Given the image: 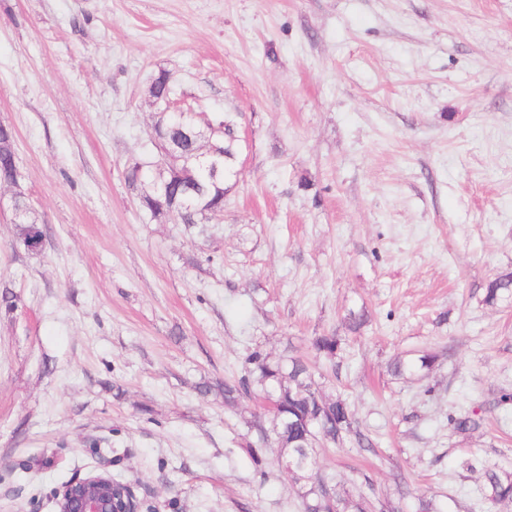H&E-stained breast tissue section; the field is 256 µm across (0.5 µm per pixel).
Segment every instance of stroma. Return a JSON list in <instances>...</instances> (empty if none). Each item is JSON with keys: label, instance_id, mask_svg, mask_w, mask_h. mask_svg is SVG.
Masks as SVG:
<instances>
[{"label": "stroma", "instance_id": "1", "mask_svg": "<svg viewBox=\"0 0 512 512\" xmlns=\"http://www.w3.org/2000/svg\"><path fill=\"white\" fill-rule=\"evenodd\" d=\"M161 71L237 120L238 183L202 231L125 178L156 158ZM0 123L46 231L28 252L0 207V512H54L99 464L143 512H303L280 448L246 449L264 395L197 386L330 332L321 390L375 450L319 448L321 474L402 512H512L481 498L512 467V294L483 301L512 272V0H0ZM416 350L427 381L393 377ZM473 406L481 429L452 433ZM311 347L316 354L332 362L336 359L338 351L341 350V343L335 334H323L313 338ZM418 352L413 357L397 356L391 363L394 376H417L420 379L428 377L435 366L437 355L428 350Z\"/></svg>", "mask_w": 512, "mask_h": 512}]
</instances>
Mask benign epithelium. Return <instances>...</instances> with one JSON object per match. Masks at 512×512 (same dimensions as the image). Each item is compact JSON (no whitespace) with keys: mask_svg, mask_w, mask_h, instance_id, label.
I'll return each mask as SVG.
<instances>
[{"mask_svg":"<svg viewBox=\"0 0 512 512\" xmlns=\"http://www.w3.org/2000/svg\"><path fill=\"white\" fill-rule=\"evenodd\" d=\"M112 475L104 466L77 474L56 488L54 512H141L142 501L132 485L118 497L112 496Z\"/></svg>","mask_w":512,"mask_h":512,"instance_id":"obj_1","label":"benign epithelium"}]
</instances>
